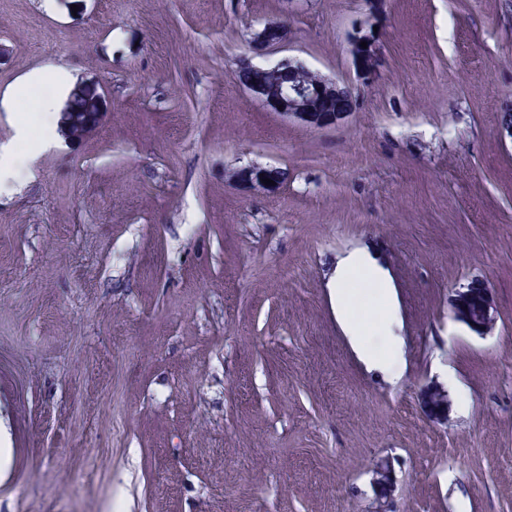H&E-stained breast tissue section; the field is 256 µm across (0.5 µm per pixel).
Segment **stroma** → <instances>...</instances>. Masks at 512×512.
Segmentation results:
<instances>
[{"instance_id": "35a3bbf8", "label": "stroma", "mask_w": 512, "mask_h": 512, "mask_svg": "<svg viewBox=\"0 0 512 512\" xmlns=\"http://www.w3.org/2000/svg\"><path fill=\"white\" fill-rule=\"evenodd\" d=\"M0 0V92L63 66L104 92L88 138L0 187V512H512V0ZM352 83L314 129L234 80L253 29ZM273 169L272 191L228 178ZM397 296V372L368 368L329 302L348 253ZM493 294L478 335L459 291ZM347 291L385 346V300ZM447 409L429 417L427 388ZM366 5L368 26L353 33L348 40L353 70L357 78L363 82L372 80L384 63L379 37V30L382 29L384 21L383 2L368 0ZM373 27H377V32H374ZM361 42H367V49L361 47ZM372 482L377 488L375 500L367 511L370 512H395L394 509V491H395V471L394 466L389 459L378 462L373 469Z\"/></svg>"}]
</instances>
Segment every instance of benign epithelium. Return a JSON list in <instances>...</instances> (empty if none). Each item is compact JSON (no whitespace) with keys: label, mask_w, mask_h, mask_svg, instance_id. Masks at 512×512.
<instances>
[{"label":"benign epithelium","mask_w":512,"mask_h":512,"mask_svg":"<svg viewBox=\"0 0 512 512\" xmlns=\"http://www.w3.org/2000/svg\"><path fill=\"white\" fill-rule=\"evenodd\" d=\"M366 5L369 16L368 26L353 33L348 40L353 70L357 78L363 82L372 80L384 63L378 33L384 21L383 2L366 0ZM286 38L287 29L284 23H268L252 37L251 51L256 55L269 54L281 48ZM363 42L367 43L365 49L361 47ZM277 72L288 75V82L279 86L270 85L266 81V75ZM306 72L308 67L297 59L285 58L274 65L259 66L244 58L236 67L235 80L240 87L270 110L286 119L300 121L312 128L323 129L334 126L344 116L356 111L357 95L351 84L322 77L315 84L308 85L303 80ZM77 93L94 105L96 112L94 121L85 126L76 128L71 122H66L64 136L71 141H81L93 133L102 123L107 111L105 96L96 92L95 89L80 82ZM313 100L325 102L329 107L315 109L311 106ZM265 178L276 183L279 180V172L249 167L234 170L230 174V179L233 181L246 180L254 188L261 190L269 189V186L262 183ZM475 294L480 297L477 315L461 314V310L467 307V303ZM491 309V293L486 288H469L458 293L456 316L478 334H483L492 328L494 317ZM435 393L436 390L428 389L424 399L426 412L430 417H438L444 411L445 399L436 397ZM371 473L377 494L369 507V512H395L396 480L393 464L390 460L384 459L373 467Z\"/></svg>","instance_id":"7a95c632"}]
</instances>
